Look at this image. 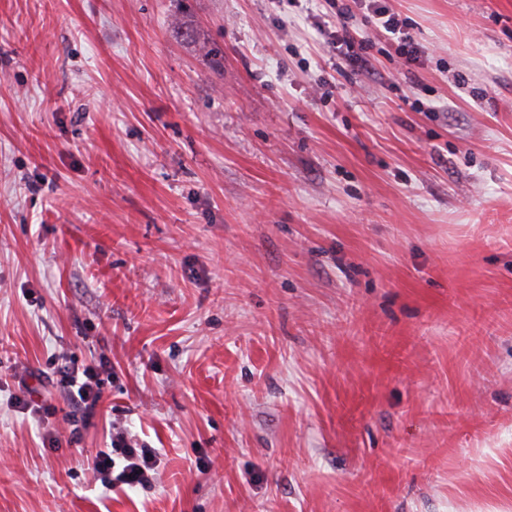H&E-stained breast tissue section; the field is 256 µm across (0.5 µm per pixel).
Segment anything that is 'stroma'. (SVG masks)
Returning a JSON list of instances; mask_svg holds the SVG:
<instances>
[{
    "label": "stroma",
    "mask_w": 512,
    "mask_h": 512,
    "mask_svg": "<svg viewBox=\"0 0 512 512\" xmlns=\"http://www.w3.org/2000/svg\"><path fill=\"white\" fill-rule=\"evenodd\" d=\"M344 2L0 0V512H512V0ZM337 15L339 30L334 33H336L335 43L339 42L340 46H336V49L345 46L343 60L346 65L353 69L370 72L373 69V58L369 53L371 42L364 37L357 38V28L350 23L356 19L355 11L346 4ZM373 17L377 20V27L383 32L390 41L397 43L398 55L403 59L402 66L410 65L416 57L411 49L410 38L408 33H405L403 27L404 23L395 12H391L387 7H374ZM61 365L57 369L59 383L64 389V399L68 406L76 408L82 414L83 423L89 424L100 412L103 403V388L99 371L112 367L104 356L97 366H76L74 360L67 361L61 357ZM31 383L28 381H20L24 389L23 398H17L16 404L23 409H33L36 413H49L51 404L44 397L43 393L46 391L47 383H54V379L48 376L44 379L43 376H31ZM111 447L121 445L123 465L121 470L114 476L115 462L112 454L100 450L94 461V471L103 475L101 479L109 487L124 489L141 487L150 488L153 480V472L156 468V455L151 448H136L127 442L124 436L117 434L112 438ZM114 448V447H113ZM110 460V463H107Z\"/></svg>",
    "instance_id": "35a3bbf8"
}]
</instances>
